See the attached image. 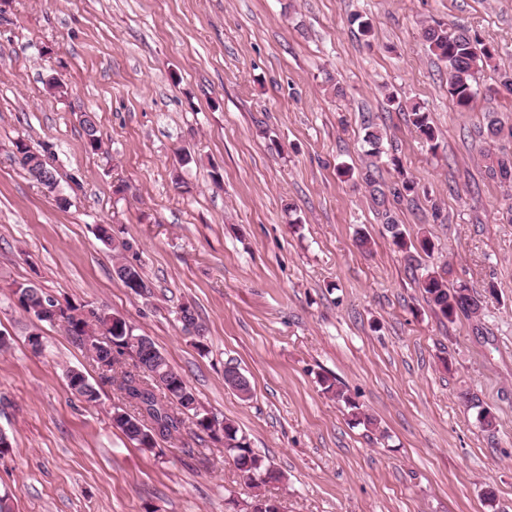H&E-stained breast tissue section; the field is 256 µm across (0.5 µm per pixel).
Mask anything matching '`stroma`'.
I'll return each mask as SVG.
<instances>
[{"label":"stroma","instance_id":"1","mask_svg":"<svg viewBox=\"0 0 512 512\" xmlns=\"http://www.w3.org/2000/svg\"><path fill=\"white\" fill-rule=\"evenodd\" d=\"M435 22L512 67V0L0 5V431L12 442L0 490L16 512H246L258 493L283 512H512V188L486 160L512 154V93L483 70L472 109L459 111L422 39ZM390 93L425 107L436 148ZM84 112L102 152L84 147ZM490 112L502 125L486 139ZM366 115L386 135V183L403 173L416 184L393 211L408 238L434 243L420 268L357 176ZM18 139L50 146L56 193L11 160ZM100 224L132 244L149 293L117 277ZM441 267L449 285L478 293L477 315L433 312L418 278ZM16 281L123 317L281 481L255 487L210 439L136 447L112 425V383L60 327L14 304ZM186 304L203 336L179 321ZM228 363L249 380V401L225 385ZM72 367L96 404L69 389ZM326 378L374 426L355 424ZM67 375L71 379L74 387H78L76 391L78 394L77 397L87 403L98 402V390L89 382L84 372L76 368H70L67 371Z\"/></svg>","mask_w":512,"mask_h":512}]
</instances>
